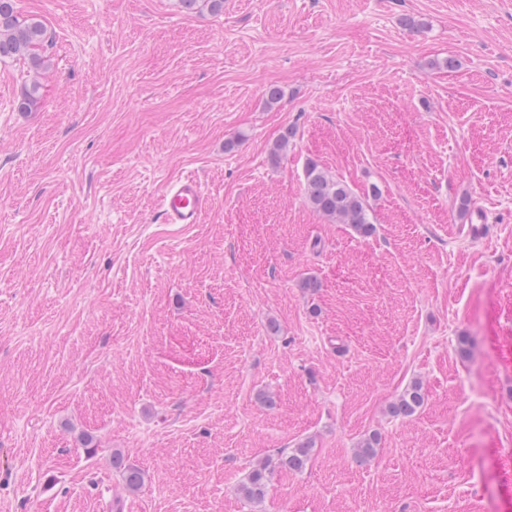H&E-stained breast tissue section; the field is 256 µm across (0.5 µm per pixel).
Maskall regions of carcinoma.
Segmentation results:
<instances>
[{"label": "carcinoma", "instance_id": "1", "mask_svg": "<svg viewBox=\"0 0 512 512\" xmlns=\"http://www.w3.org/2000/svg\"><path fill=\"white\" fill-rule=\"evenodd\" d=\"M177 2L187 12L206 9L217 14L224 11V0H177ZM45 37L46 29L39 19L20 17L15 8V0H0V60L23 57L34 70L44 67V57L38 54V51ZM39 102L40 87L34 83L25 89L22 98L18 100L17 107L19 111L26 112ZM305 192L309 205L320 215L338 224H349L362 235L372 233L373 222L370 218L368 199L355 193L344 182L330 176L315 162H310L306 166ZM423 400L422 387L415 380L392 404L391 412L396 416H410L421 406ZM311 451L312 443L306 441L282 452L274 461L266 459L260 462L241 484L240 494L249 502H262L275 470H303ZM112 467L122 471L128 490L135 492L140 488L143 481L142 473L135 468L124 467L121 456H112Z\"/></svg>", "mask_w": 512, "mask_h": 512}]
</instances>
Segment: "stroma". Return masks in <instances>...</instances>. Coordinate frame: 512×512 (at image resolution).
I'll use <instances>...</instances> for the list:
<instances>
[{"instance_id": "obj_1", "label": "stroma", "mask_w": 512, "mask_h": 512, "mask_svg": "<svg viewBox=\"0 0 512 512\" xmlns=\"http://www.w3.org/2000/svg\"><path fill=\"white\" fill-rule=\"evenodd\" d=\"M15 6L47 36L0 61V512H512V0ZM312 161L379 188L371 235ZM186 176L201 221L163 223ZM305 192L309 205L320 215L337 224H350L359 234L372 233L368 199L341 180L334 179L315 162L306 166ZM424 396L422 387L418 381H413L399 395L397 400L391 406V412L395 416L407 417L412 415L418 407L423 403ZM312 443L302 442L296 448H288L276 461H261L240 486V494L249 502L260 503L265 498L271 477L276 469L302 471L310 457Z\"/></svg>"}]
</instances>
